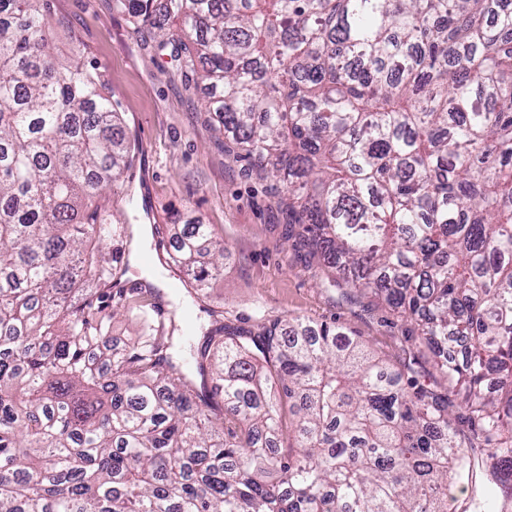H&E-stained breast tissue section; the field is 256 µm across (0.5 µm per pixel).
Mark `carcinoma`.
I'll return each instance as SVG.
<instances>
[{"instance_id": "carcinoma-1", "label": "carcinoma", "mask_w": 512, "mask_h": 512, "mask_svg": "<svg viewBox=\"0 0 512 512\" xmlns=\"http://www.w3.org/2000/svg\"><path fill=\"white\" fill-rule=\"evenodd\" d=\"M49 2L0 0V512H448L452 484L512 512V7L112 0L210 91L285 239L415 324L438 391L334 323L224 322V245L195 220L190 358L135 302L137 339L93 358L134 146L101 75L55 67Z\"/></svg>"}]
</instances>
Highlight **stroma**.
<instances>
[{"instance_id":"35a3bbf8","label":"stroma","mask_w":512,"mask_h":512,"mask_svg":"<svg viewBox=\"0 0 512 512\" xmlns=\"http://www.w3.org/2000/svg\"><path fill=\"white\" fill-rule=\"evenodd\" d=\"M50 33L57 60L78 58L96 68L136 143L132 200L113 203L134 230L149 228L135 241L118 285L135 295L150 277H160L150 306L181 320L191 301L166 264L147 267L138 255L160 240L175 241L172 214L212 225L223 239L224 278L208 303L226 321L253 328L264 320L313 319L334 322L369 342L394 365L418 355L422 369L430 355L406 341L405 327L388 309L368 299H347L330 287L327 274L306 249L283 237L284 218L264 183L247 177L244 162L225 153L204 112L206 88H187L167 58L155 55L149 30H136L112 0H51Z\"/></svg>"}]
</instances>
